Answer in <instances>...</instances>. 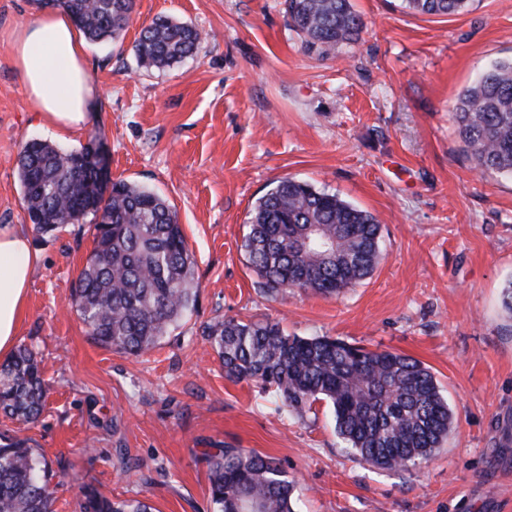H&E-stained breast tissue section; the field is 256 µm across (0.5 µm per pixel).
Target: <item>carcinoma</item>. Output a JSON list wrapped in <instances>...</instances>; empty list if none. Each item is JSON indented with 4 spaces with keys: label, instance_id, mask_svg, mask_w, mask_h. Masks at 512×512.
<instances>
[{
    "label": "carcinoma",
    "instance_id": "obj_1",
    "mask_svg": "<svg viewBox=\"0 0 512 512\" xmlns=\"http://www.w3.org/2000/svg\"><path fill=\"white\" fill-rule=\"evenodd\" d=\"M430 16L466 11L471 0H404ZM93 44L114 41L136 0H56ZM289 24L308 50L328 54L356 41L363 21L351 0H284ZM202 35L171 18L144 26L136 44L141 66L170 67L196 53ZM474 169L512 174V60L496 64L453 108ZM92 145L63 151L26 143L18 180L28 217L42 233L93 215L94 248L71 294L88 336L130 355L156 347L197 302L194 259L172 206L150 189L117 180L89 193ZM244 249L270 293L300 290L338 296L357 287L380 259V224L335 193L293 178L280 180L254 206ZM207 336L227 377L272 388L302 414L331 403L336 430L362 460L403 470L429 458L448 435L452 412L433 373L396 352L328 336L285 334L279 323L217 319ZM46 399L40 365L27 347L0 366V412L28 422ZM212 512H294V480L272 459L247 448H219L206 459ZM49 463L23 439L0 438V512H51ZM79 512H154L142 500H114L79 487Z\"/></svg>",
    "mask_w": 512,
    "mask_h": 512
}]
</instances>
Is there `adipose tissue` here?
<instances>
[{"instance_id":"ef3b65f1","label":"adipose tissue","mask_w":512,"mask_h":512,"mask_svg":"<svg viewBox=\"0 0 512 512\" xmlns=\"http://www.w3.org/2000/svg\"><path fill=\"white\" fill-rule=\"evenodd\" d=\"M11 49L25 90L43 122L59 134L86 126L98 89L85 61L83 43L71 18L45 12L12 33ZM39 260L26 233L0 226V355L16 341L27 288Z\"/></svg>"}]
</instances>
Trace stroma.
I'll return each mask as SVG.
<instances>
[{
    "label": "stroma",
    "instance_id": "obj_1",
    "mask_svg": "<svg viewBox=\"0 0 512 512\" xmlns=\"http://www.w3.org/2000/svg\"><path fill=\"white\" fill-rule=\"evenodd\" d=\"M358 41L321 56L282 0H137L121 37L86 47L99 94L87 125L57 140L41 125L7 41L36 0H0V225L40 257L17 345L48 387L38 420L0 413V435L51 461L54 512L79 486L155 512H209L206 453L248 448L297 483L296 512H512V176H481L452 109L512 60V0L427 16L402 0H351ZM159 17L203 35L197 53L140 69L134 45ZM97 138L110 180L167 199L195 260L198 300L150 353L88 339L71 292L92 222L52 233L25 211L17 159L31 140L70 151ZM339 194L381 226V260L335 297L267 292L243 248L250 212L281 179ZM276 320L429 367L453 413L442 448L404 470L372 466L337 436L328 402L297 414L233 381L202 330L214 319Z\"/></svg>",
    "mask_w": 512,
    "mask_h": 512
}]
</instances>
